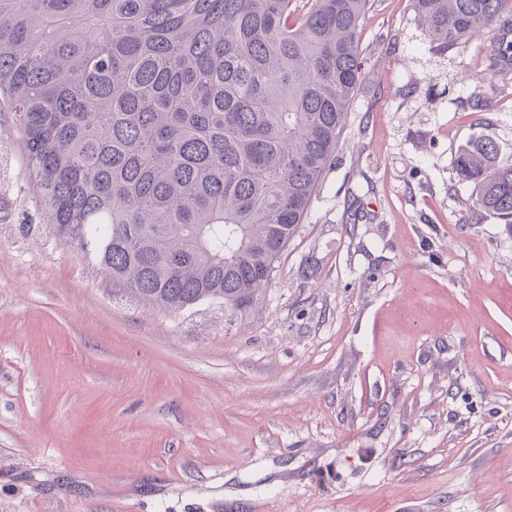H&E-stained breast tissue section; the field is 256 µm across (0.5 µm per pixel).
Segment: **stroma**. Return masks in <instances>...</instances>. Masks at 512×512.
Returning a JSON list of instances; mask_svg holds the SVG:
<instances>
[{"label":"stroma","mask_w":512,"mask_h":512,"mask_svg":"<svg viewBox=\"0 0 512 512\" xmlns=\"http://www.w3.org/2000/svg\"><path fill=\"white\" fill-rule=\"evenodd\" d=\"M488 40L433 55L371 0L332 165L233 322L64 245L0 109V512H512V224L453 166L512 159Z\"/></svg>","instance_id":"stroma-1"}]
</instances>
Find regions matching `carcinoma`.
<instances>
[{"label": "carcinoma", "instance_id": "obj_1", "mask_svg": "<svg viewBox=\"0 0 512 512\" xmlns=\"http://www.w3.org/2000/svg\"><path fill=\"white\" fill-rule=\"evenodd\" d=\"M370 0H0V98L57 235L138 299L245 317L304 223L362 77ZM436 55L512 0H413ZM472 207L512 224V161L461 148Z\"/></svg>", "mask_w": 512, "mask_h": 512}]
</instances>
